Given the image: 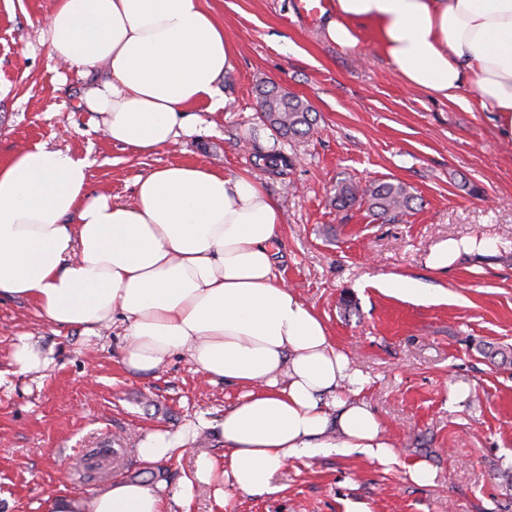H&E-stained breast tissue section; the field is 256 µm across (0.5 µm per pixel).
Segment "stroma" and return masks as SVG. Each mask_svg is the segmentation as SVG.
<instances>
[{
  "label": "stroma",
  "mask_w": 512,
  "mask_h": 512,
  "mask_svg": "<svg viewBox=\"0 0 512 512\" xmlns=\"http://www.w3.org/2000/svg\"><path fill=\"white\" fill-rule=\"evenodd\" d=\"M234 46L218 87L224 107L194 106L199 134L134 157L106 138L81 104L85 82L49 57L42 37L55 0H0V164L44 143L88 159L90 187L125 202L154 169L190 163L245 171L278 201L277 271L326 323L336 347L367 377L362 393L397 454L289 460L274 493L206 486L169 512H512V366L491 363L483 343L512 346V139L499 137L473 87L464 104L408 87L380 52L371 27L347 49L307 23L293 0H202ZM308 102L315 122L281 137L263 122L271 87ZM400 182L408 215L337 210V182ZM497 239L495 255L463 258L436 274L425 260L439 241ZM406 275L442 289L436 302L383 294L375 283ZM351 299L344 309L343 299ZM31 333L50 360L17 373L19 337ZM124 327L99 335L42 320L34 304L0 301V512H40L49 491L93 496L118 480L165 482L175 492L195 457L224 455L218 427L242 388L210 384L183 356L159 370L123 365ZM161 431L188 434V454L153 464L136 453ZM436 473L421 486L408 466Z\"/></svg>",
  "instance_id": "35a3bbf8"
}]
</instances>
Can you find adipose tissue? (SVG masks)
Instances as JSON below:
<instances>
[{
	"label": "adipose tissue",
	"instance_id": "1",
	"mask_svg": "<svg viewBox=\"0 0 512 512\" xmlns=\"http://www.w3.org/2000/svg\"><path fill=\"white\" fill-rule=\"evenodd\" d=\"M372 26L409 86L460 101L473 83L498 132L512 138V0H332L329 39L358 43ZM51 58L97 73L82 102L106 137L148 155L198 132L192 107L223 106L216 83L233 44L201 0H57ZM86 159L35 143L0 165V298L33 302L45 321L97 334L126 325L133 373L187 358L209 382L244 388L224 411V458L198 455L195 482L271 493L289 459L332 452L395 462L365 380L314 308L277 275L278 205L248 174L169 165L139 177L133 202L92 191ZM488 238L436 244L442 271L496 251ZM165 487L114 482L90 498L47 493L41 512H165Z\"/></svg>",
	"mask_w": 512,
	"mask_h": 512
}]
</instances>
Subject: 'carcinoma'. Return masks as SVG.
I'll return each mask as SVG.
<instances>
[{"instance_id":"obj_1","label":"carcinoma","mask_w":512,"mask_h":512,"mask_svg":"<svg viewBox=\"0 0 512 512\" xmlns=\"http://www.w3.org/2000/svg\"><path fill=\"white\" fill-rule=\"evenodd\" d=\"M261 107L266 121L283 135L298 136L311 130L312 109L295 96L283 94L273 87L263 92ZM334 201L338 210L364 202L373 215L385 218L410 211L413 195L400 182L381 181L363 185L345 180L336 185Z\"/></svg>"}]
</instances>
